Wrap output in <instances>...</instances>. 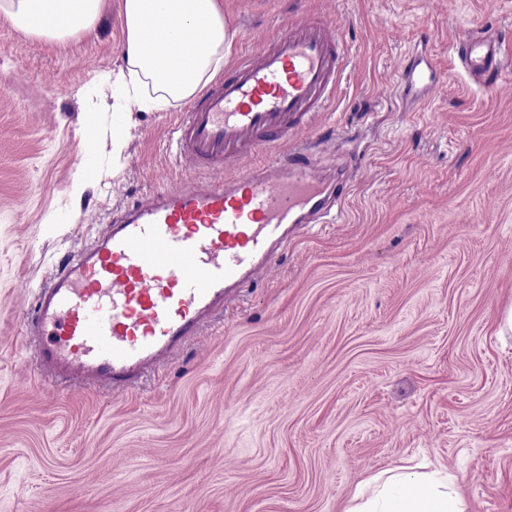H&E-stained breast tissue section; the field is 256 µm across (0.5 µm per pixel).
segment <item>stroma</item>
<instances>
[{
  "instance_id": "1",
  "label": "stroma",
  "mask_w": 512,
  "mask_h": 512,
  "mask_svg": "<svg viewBox=\"0 0 512 512\" xmlns=\"http://www.w3.org/2000/svg\"><path fill=\"white\" fill-rule=\"evenodd\" d=\"M229 57L310 10L350 64L308 130L357 178L200 341L122 395L37 377L20 331L50 267L113 207L190 183L185 103L113 119L123 0L47 40L0 18V512H345L372 474L447 468L468 512H512V68L483 91L470 30L512 53V0H221ZM442 83L395 92L408 53ZM71 216L68 224L59 215Z\"/></svg>"
}]
</instances>
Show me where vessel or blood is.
I'll list each match as a JSON object with an SVG mask.
<instances>
[{
    "instance_id": "obj_1",
    "label": "vessel or blood",
    "mask_w": 512,
    "mask_h": 512,
    "mask_svg": "<svg viewBox=\"0 0 512 512\" xmlns=\"http://www.w3.org/2000/svg\"><path fill=\"white\" fill-rule=\"evenodd\" d=\"M335 24L309 12L244 52L171 130L180 161L205 179L140 196L55 266L22 326L40 377L120 395L203 336L263 281L292 229L325 223L346 198L316 147L297 142L336 95L348 62ZM458 55L467 75L494 87L512 56L499 36L470 31ZM439 82L429 59L404 71L423 100ZM247 170L229 175L237 162Z\"/></svg>"
}]
</instances>
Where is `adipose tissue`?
<instances>
[{
    "mask_svg": "<svg viewBox=\"0 0 512 512\" xmlns=\"http://www.w3.org/2000/svg\"><path fill=\"white\" fill-rule=\"evenodd\" d=\"M101 0H0V17L37 36L65 38L92 29ZM124 65L102 74L127 107L162 111L194 97L224 64L230 40L217 0H124ZM193 26L204 38L188 58L164 43H150L149 30ZM345 512H467L455 475L437 468L418 472L398 466L377 472L354 493Z\"/></svg>",
    "mask_w": 512,
    "mask_h": 512,
    "instance_id": "adipose-tissue-1",
    "label": "adipose tissue"
}]
</instances>
